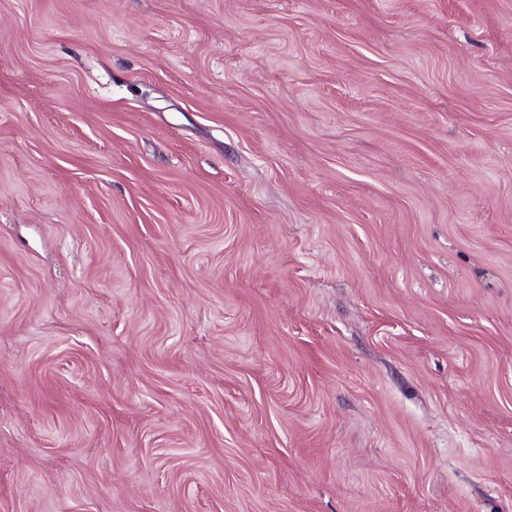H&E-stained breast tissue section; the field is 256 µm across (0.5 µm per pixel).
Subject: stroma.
I'll return each instance as SVG.
<instances>
[{"label": "stroma", "mask_w": 512, "mask_h": 512, "mask_svg": "<svg viewBox=\"0 0 512 512\" xmlns=\"http://www.w3.org/2000/svg\"><path fill=\"white\" fill-rule=\"evenodd\" d=\"M0 512H512V0H0Z\"/></svg>", "instance_id": "obj_1"}]
</instances>
